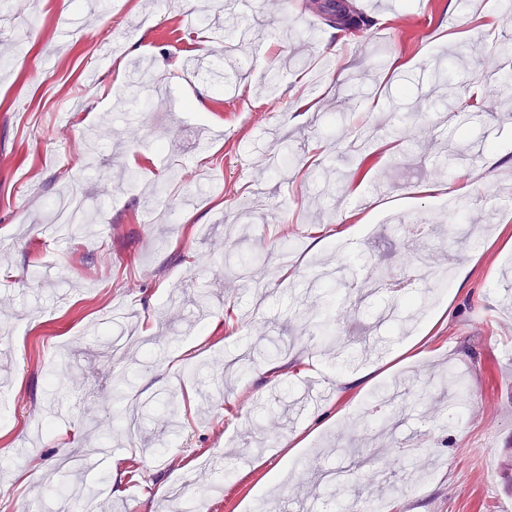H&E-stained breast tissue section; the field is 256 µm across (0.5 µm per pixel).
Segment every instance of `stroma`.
I'll return each instance as SVG.
<instances>
[{"mask_svg":"<svg viewBox=\"0 0 512 512\" xmlns=\"http://www.w3.org/2000/svg\"><path fill=\"white\" fill-rule=\"evenodd\" d=\"M205 2L7 0L0 512L51 506L66 455L103 443L81 473L95 512H161L177 469L191 512H512V154L488 160L512 146V96L485 111L501 89L485 83L467 122L442 124L436 78L463 80L470 43L512 42V26L482 0H378L373 27L350 33L306 0H254L247 59L215 34L226 18L187 30ZM141 58L158 85L132 95ZM303 97L317 111H295ZM470 169L474 192L448 196ZM430 181L442 192L417 194ZM76 185L94 224L56 237L51 205ZM229 220L268 283L261 311L246 282L225 285ZM345 232L357 246L326 340L301 317L324 308ZM421 254L440 263L417 283ZM416 342L424 355L404 356ZM363 373L356 392L337 384ZM387 387L408 394L398 425L351 467L336 447L364 443Z\"/></svg>","mask_w":512,"mask_h":512,"instance_id":"35a3bbf8","label":"stroma"}]
</instances>
